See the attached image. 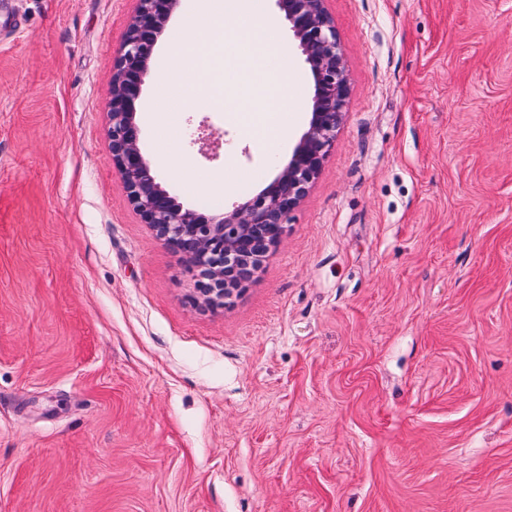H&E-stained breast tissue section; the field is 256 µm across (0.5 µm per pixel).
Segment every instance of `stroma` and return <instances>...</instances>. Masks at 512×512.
I'll return each instance as SVG.
<instances>
[{"instance_id":"obj_1","label":"stroma","mask_w":512,"mask_h":512,"mask_svg":"<svg viewBox=\"0 0 512 512\" xmlns=\"http://www.w3.org/2000/svg\"><path fill=\"white\" fill-rule=\"evenodd\" d=\"M0 31V512H512V0H328L334 148L227 307L143 224L108 96L134 0ZM229 113L141 144L180 201L271 180Z\"/></svg>"}]
</instances>
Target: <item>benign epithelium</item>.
<instances>
[{
    "label": "benign epithelium",
    "instance_id": "benign-epithelium-1",
    "mask_svg": "<svg viewBox=\"0 0 512 512\" xmlns=\"http://www.w3.org/2000/svg\"><path fill=\"white\" fill-rule=\"evenodd\" d=\"M136 2L112 72V163L142 223L181 255L195 278L194 305L222 308L253 282L321 174L351 94L346 60L327 0H273L308 66L307 129L275 177L250 198L221 212L185 205L158 181L145 156L137 109L155 48L182 0Z\"/></svg>",
    "mask_w": 512,
    "mask_h": 512
}]
</instances>
